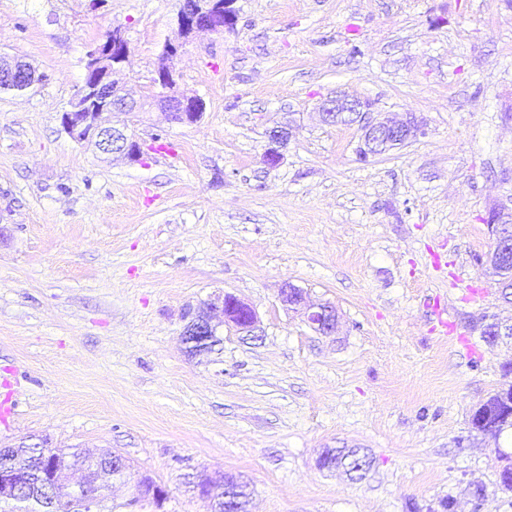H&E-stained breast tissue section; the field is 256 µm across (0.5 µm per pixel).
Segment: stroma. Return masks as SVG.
Segmentation results:
<instances>
[{"label":"stroma","instance_id":"35a3bbf8","mask_svg":"<svg viewBox=\"0 0 512 512\" xmlns=\"http://www.w3.org/2000/svg\"><path fill=\"white\" fill-rule=\"evenodd\" d=\"M180 5L0 0V52L45 76L0 93V446L116 451L169 491L132 507L104 488L96 512H208L184 488L199 470L245 475L250 512H512V442L470 425L512 362L470 327L512 317L482 222L512 213V0H234L174 60L199 122L139 113L136 163L66 135L87 52L122 29L151 95ZM340 92L423 135L359 160L357 125L320 118ZM287 282L335 307L336 335L282 303ZM227 292L261 338L226 327L188 355L189 312ZM342 446L371 457L363 477L318 468ZM269 147L264 153V162L270 167L277 166L283 158L280 149L288 144L292 137V128L288 124H279L267 132Z\"/></svg>","mask_w":512,"mask_h":512}]
</instances>
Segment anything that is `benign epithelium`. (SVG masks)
<instances>
[{
    "label": "benign epithelium",
    "instance_id": "7a95c632",
    "mask_svg": "<svg viewBox=\"0 0 512 512\" xmlns=\"http://www.w3.org/2000/svg\"><path fill=\"white\" fill-rule=\"evenodd\" d=\"M233 0H182L177 14L178 32L188 39L204 32L224 30L232 18L230 5ZM182 44L169 42L163 49V61L152 78V86L158 89L151 98L135 97L123 82L124 68L129 57V42L119 28L109 29L102 41L92 48L84 61L85 80L81 91L69 109L60 115V125L69 137L88 142L105 157L137 162L142 156L140 144L128 132L120 116L139 112L153 104L167 112L169 120L179 124H192L203 114V102L195 95L173 93L176 72L171 66ZM45 75L36 73L28 63L0 56V87L16 94L26 93L41 83ZM321 117L326 124H336L347 119L360 126L362 150L369 157L380 155L393 144L402 145L423 134L421 122L409 115L404 120L370 116L372 105L357 97L339 95L325 101ZM269 147L264 162L277 166L283 158L280 149L292 137V128L279 124L267 132ZM281 300L299 312L318 333L331 336L338 331L336 310L327 304L311 303L305 292L290 283L281 288ZM234 327L243 338L257 340L262 330L256 311L251 305L233 294L226 293L211 303L200 316L191 319L183 328L182 343L192 354L209 349L219 328ZM248 490V482L240 475H224V499H232V491ZM18 483L15 472L8 466L0 467V496L17 495Z\"/></svg>",
    "mask_w": 512,
    "mask_h": 512
}]
</instances>
